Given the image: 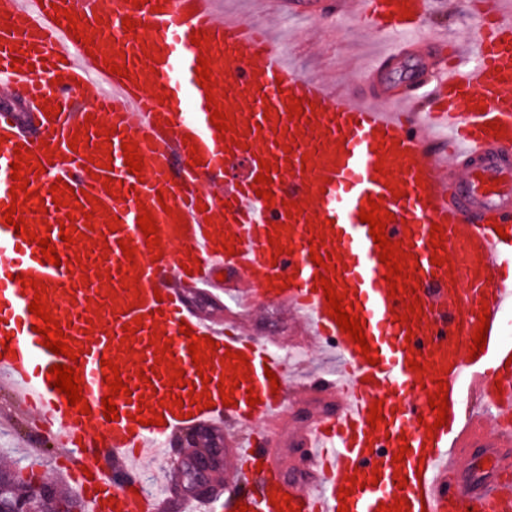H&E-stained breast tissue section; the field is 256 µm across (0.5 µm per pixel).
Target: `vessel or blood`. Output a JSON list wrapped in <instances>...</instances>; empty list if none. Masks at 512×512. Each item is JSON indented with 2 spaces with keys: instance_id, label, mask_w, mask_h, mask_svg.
<instances>
[{
  "instance_id": "1",
  "label": "vessel or blood",
  "mask_w": 512,
  "mask_h": 512,
  "mask_svg": "<svg viewBox=\"0 0 512 512\" xmlns=\"http://www.w3.org/2000/svg\"><path fill=\"white\" fill-rule=\"evenodd\" d=\"M343 7L389 43L366 76L381 77L384 64L397 63L401 77L414 81V95H358L306 77L264 25L222 14L221 0H0V87L36 105L42 133L18 139L15 113L0 110V218L15 206L60 257L56 265L43 261L38 243L0 221V342L10 345L0 354V389L10 395L7 418L25 419L31 445L48 442L68 462L84 512H160L162 491L147 484L143 449L169 456L173 438L203 428L224 431L227 501L249 512H277L270 499L286 494L295 512H337L350 476L357 484L345 501L349 512H377L398 499L407 512H512L505 477L512 471V343L502 339V315L512 306V0H486L478 34L454 62H435L430 84L415 82L410 48L444 42V34L424 32L438 0H345ZM60 9L76 15L84 40L68 20H56ZM126 17L134 30L124 29ZM199 30L202 46L191 42ZM17 50L25 64L18 72L11 67ZM202 57L212 71L206 89L197 81ZM113 63L126 75L111 73ZM293 96L313 103L302 117L286 112ZM211 97L230 114L231 130L212 125ZM56 105L59 115H49ZM75 136L82 142L73 149ZM128 141L138 145L141 175L128 171ZM22 154L33 157V196L16 206L11 165ZM196 155L201 164H193ZM240 159L246 174L229 176ZM263 160L271 166L272 205L255 194ZM59 181L85 190L88 200L56 207L50 188ZM371 198L393 214L386 236L407 254V290L396 297L370 226L359 219ZM144 209L158 228L154 253L138 226ZM66 219L79 232L70 246L59 237ZM436 224L444 234L437 250L430 243ZM278 225L281 255L267 240ZM226 239L232 250H224ZM127 246L135 250L130 261ZM315 252L330 254L331 270L313 263ZM435 254L442 265L432 264ZM221 268L237 274L240 286L224 288L215 276ZM321 272L346 292L378 364L329 316L314 288ZM189 277L223 290L242 312L263 300L287 307L303 335L339 357L338 368L319 379L335 393V407L310 416L295 440L315 481H287L279 462L248 437L258 425L276 427L291 394L303 389L289 383L286 358L270 339L224 330L188 309L178 283ZM25 278L45 285L65 341L80 353L90 414L48 383L51 366L68 359L35 332V292L22 287ZM415 299L420 319L400 323ZM484 307L486 347L473 357ZM136 317L141 325L125 335L124 324ZM184 324L192 335L181 333ZM158 327L184 387L170 385V364L155 361ZM194 335L217 343L202 371L188 352ZM229 350L245 354L250 369L231 407L218 388ZM106 359L118 363L129 389L115 396L111 421L102 408ZM411 360L426 371L410 370ZM439 378L449 420L430 435L437 414L427 397ZM191 390L209 391L212 408L200 401L173 407L175 396ZM251 391L259 397L253 406ZM142 400L163 426L134 421ZM378 400L383 420L373 428L369 411Z\"/></svg>"
}]
</instances>
